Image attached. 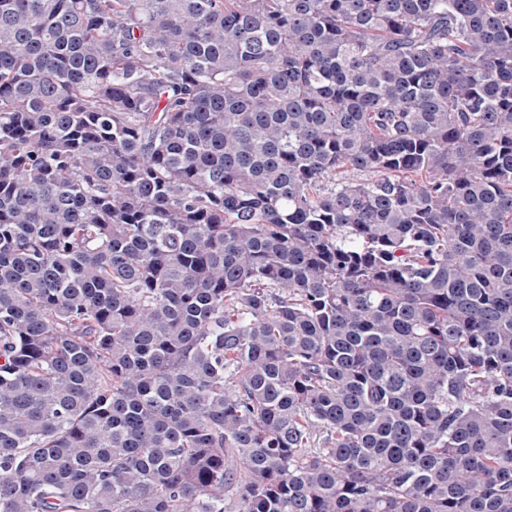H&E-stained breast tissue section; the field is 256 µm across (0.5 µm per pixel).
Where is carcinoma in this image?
<instances>
[{
	"label": "carcinoma",
	"instance_id": "cac0c4a2",
	"mask_svg": "<svg viewBox=\"0 0 512 512\" xmlns=\"http://www.w3.org/2000/svg\"><path fill=\"white\" fill-rule=\"evenodd\" d=\"M512 512V0H0V512Z\"/></svg>",
	"mask_w": 512,
	"mask_h": 512
}]
</instances>
